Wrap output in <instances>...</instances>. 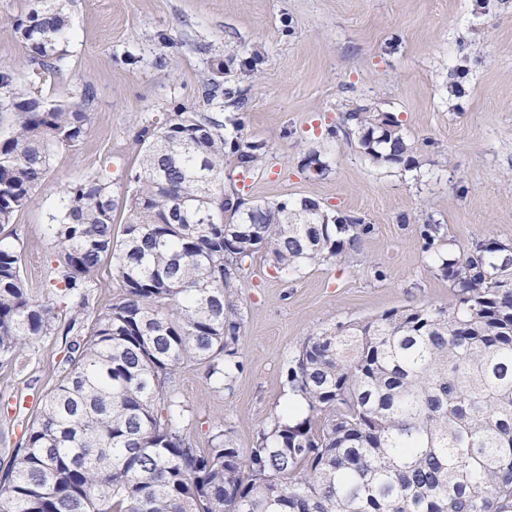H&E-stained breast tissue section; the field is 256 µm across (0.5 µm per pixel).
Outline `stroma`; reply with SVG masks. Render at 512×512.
Returning a JSON list of instances; mask_svg holds the SVG:
<instances>
[{
  "mask_svg": "<svg viewBox=\"0 0 512 512\" xmlns=\"http://www.w3.org/2000/svg\"><path fill=\"white\" fill-rule=\"evenodd\" d=\"M34 6L0 0V72L26 76L12 21ZM62 48L61 70L36 93L48 104L86 105L87 133L55 153L45 184L0 229L1 242L27 247L35 301H56L45 283L62 188L108 177L122 230L136 137L172 112L217 113L225 138L263 143L254 169L225 176V193L249 206L309 197L371 227L354 248L289 276L255 254L230 290L242 362L231 387L211 382L203 365L177 380L179 426L194 447H208L220 422L237 448H253L281 415L288 370L308 336L395 308L448 304L438 256L484 239L512 246V0H74ZM212 81L223 100L206 99ZM351 112L394 117L412 165L364 155ZM312 155L324 173L309 166ZM426 223L440 227L429 250ZM118 292L103 261L84 317L59 316L0 366V473L67 369L70 344Z\"/></svg>",
  "mask_w": 512,
  "mask_h": 512,
  "instance_id": "35a3bbf8",
  "label": "stroma"
}]
</instances>
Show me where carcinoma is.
<instances>
[{
    "label": "carcinoma",
    "mask_w": 512,
    "mask_h": 512,
    "mask_svg": "<svg viewBox=\"0 0 512 512\" xmlns=\"http://www.w3.org/2000/svg\"><path fill=\"white\" fill-rule=\"evenodd\" d=\"M71 0H36L13 21L32 74L60 70ZM16 112L0 137V228L46 181L60 147L83 139L80 106H46L0 73ZM365 155L409 165L384 117L359 121ZM122 234L111 184L64 190L52 217L44 287L77 321L105 258L120 292L71 347L69 368L0 475V512H512V247L494 239L441 257L447 306L393 309L308 337L288 371L308 415L278 419L246 454L216 427L195 448L176 425L171 384L204 364L225 383L241 369L240 317L226 288L260 251L279 272L354 245L369 225L327 219L319 203L224 201V122L174 112L141 135ZM264 145L234 141L249 171ZM25 249L0 244V364L47 335L57 307L27 293Z\"/></svg>",
    "instance_id": "carcinoma-1"
}]
</instances>
